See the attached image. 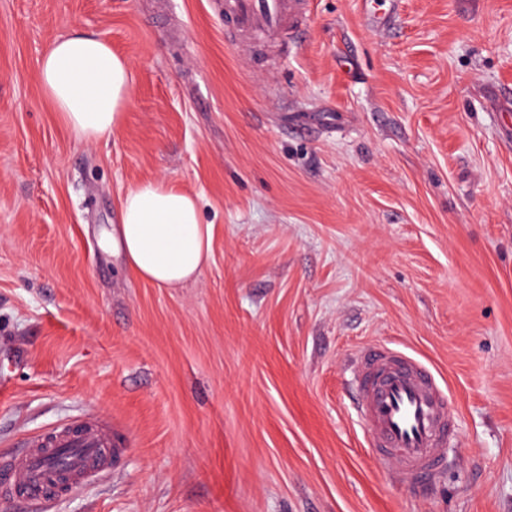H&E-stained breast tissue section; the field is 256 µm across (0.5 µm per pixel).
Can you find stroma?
Masks as SVG:
<instances>
[{
    "label": "stroma",
    "instance_id": "stroma-1",
    "mask_svg": "<svg viewBox=\"0 0 512 512\" xmlns=\"http://www.w3.org/2000/svg\"><path fill=\"white\" fill-rule=\"evenodd\" d=\"M72 33L132 62L90 143L37 79ZM147 179L214 227L177 288L101 246ZM372 341L450 391L426 488L352 408ZM90 413L126 451L52 512H512V0H311L264 62L222 0H0V457Z\"/></svg>",
    "mask_w": 512,
    "mask_h": 512
}]
</instances>
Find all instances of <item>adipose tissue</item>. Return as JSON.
<instances>
[{"mask_svg": "<svg viewBox=\"0 0 512 512\" xmlns=\"http://www.w3.org/2000/svg\"><path fill=\"white\" fill-rule=\"evenodd\" d=\"M45 98L75 139L92 142L120 128L131 93V63L96 36L56 39L39 61ZM109 245L140 279L170 288L195 279L209 259L213 227L196 195L157 179L129 190L119 235Z\"/></svg>", "mask_w": 512, "mask_h": 512, "instance_id": "1", "label": "adipose tissue"}]
</instances>
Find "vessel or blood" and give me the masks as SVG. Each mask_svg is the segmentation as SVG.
I'll use <instances>...</instances> for the list:
<instances>
[{
  "mask_svg": "<svg viewBox=\"0 0 512 512\" xmlns=\"http://www.w3.org/2000/svg\"><path fill=\"white\" fill-rule=\"evenodd\" d=\"M307 0H224L228 41L261 47L276 42L299 23ZM353 408L372 453L387 471L412 487L430 485L448 460L454 434L449 394L425 362L378 342L358 347L352 358ZM71 449L66 476L78 487L110 469L124 452L111 427L92 416L66 422L29 438L25 451L0 460V495L27 496L41 508L56 481L47 459Z\"/></svg>",
  "mask_w": 512,
  "mask_h": 512,
  "instance_id": "1",
  "label": "vessel or blood"
}]
</instances>
